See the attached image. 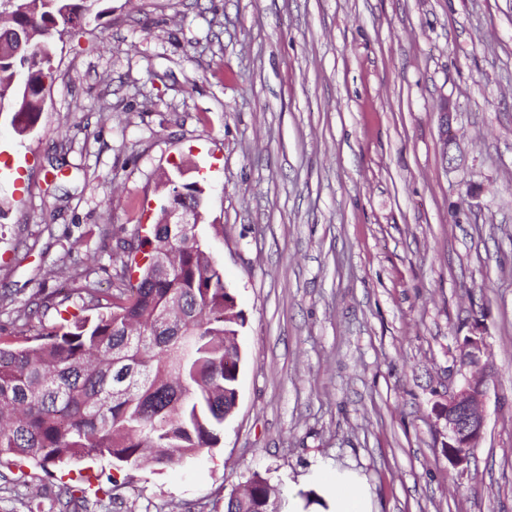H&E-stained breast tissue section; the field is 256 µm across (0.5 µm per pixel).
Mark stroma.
<instances>
[{
	"label": "stroma",
	"mask_w": 512,
	"mask_h": 512,
	"mask_svg": "<svg viewBox=\"0 0 512 512\" xmlns=\"http://www.w3.org/2000/svg\"><path fill=\"white\" fill-rule=\"evenodd\" d=\"M106 7L58 43L34 129L0 115V165L23 162L0 177V292L85 268L109 288L102 225L147 253L162 175L200 183L246 317L239 402L195 462L13 479L111 492L112 512H224L255 472L282 500L348 472L372 512H512V0ZM476 323L485 431L456 468L434 408Z\"/></svg>",
	"instance_id": "obj_1"
}]
</instances>
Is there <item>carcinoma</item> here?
<instances>
[{"label":"carcinoma","mask_w":512,"mask_h":512,"mask_svg":"<svg viewBox=\"0 0 512 512\" xmlns=\"http://www.w3.org/2000/svg\"><path fill=\"white\" fill-rule=\"evenodd\" d=\"M105 0H0V99L16 100V133L33 128L42 112L41 93L53 78L56 42L49 29L70 35L100 20ZM32 31L39 52L20 38ZM183 202L202 210L204 189L174 182ZM154 249L170 253L166 271L148 263L140 281L115 275L104 295L90 274L71 276V295L56 299L39 291L33 309L16 311V326L0 336V478L26 460L48 465L102 458L135 466L145 454L165 468L193 460L216 447L224 415L235 404L239 373L228 360L240 358L237 344L244 313L224 311L232 292L198 229L154 225ZM81 302L82 316L69 310ZM54 310L53 322L30 335L39 311ZM248 492L224 501V512H270L268 483L260 473Z\"/></svg>","instance_id":"obj_1"}]
</instances>
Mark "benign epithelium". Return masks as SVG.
Listing matches in <instances>:
<instances>
[{
  "instance_id": "1",
  "label": "benign epithelium",
  "mask_w": 512,
  "mask_h": 512,
  "mask_svg": "<svg viewBox=\"0 0 512 512\" xmlns=\"http://www.w3.org/2000/svg\"><path fill=\"white\" fill-rule=\"evenodd\" d=\"M165 224H198L196 211L183 205L180 197L170 193L168 204L162 211ZM462 367L469 374L448 395L445 403L438 405L436 415L445 422L444 447L448 449V460L456 468L466 465L471 454L478 448L483 437L485 417L482 406L485 402V374L488 369L487 351L480 337H468L461 347Z\"/></svg>"
}]
</instances>
